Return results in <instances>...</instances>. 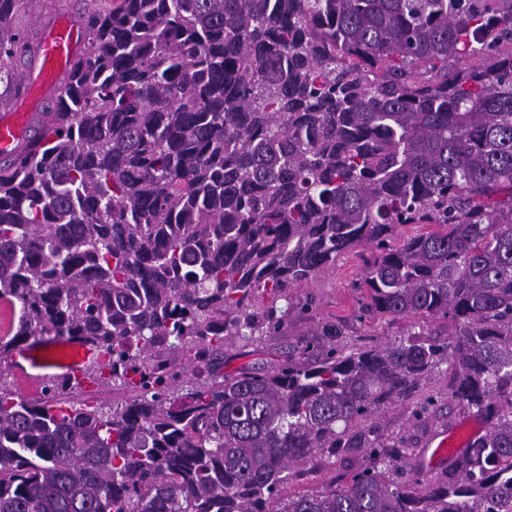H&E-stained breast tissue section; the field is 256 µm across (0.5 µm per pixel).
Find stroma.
<instances>
[{
	"label": "stroma",
	"instance_id": "35a3bbf8",
	"mask_svg": "<svg viewBox=\"0 0 512 512\" xmlns=\"http://www.w3.org/2000/svg\"><path fill=\"white\" fill-rule=\"evenodd\" d=\"M90 0H37L29 15L23 16L21 25L27 31L30 41H37L39 29L60 12L80 17L85 13ZM363 274V262L358 252L344 254L337 258L335 267L322 273L309 285L299 288L298 296H311L315 308L311 311H295L288 318L280 337L258 346L236 349L234 355L225 360L223 371L230 374L247 367H271L283 361L289 345L307 339L317 327L333 324L340 334L335 343L345 350L362 346L381 344L403 335L407 322H391L368 315L363 305L365 300L356 285ZM448 391V368L440 366L422 382L418 398L434 397L440 410L416 420L411 416L412 403L395 405L382 412L380 421L387 431L403 435L407 441L408 457L403 461L404 469L421 467L430 449L431 438L441 431L462 427L474 419L472 411L460 407H449L446 400Z\"/></svg>",
	"mask_w": 512,
	"mask_h": 512
}]
</instances>
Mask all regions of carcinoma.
Wrapping results in <instances>:
<instances>
[{
    "mask_svg": "<svg viewBox=\"0 0 512 512\" xmlns=\"http://www.w3.org/2000/svg\"><path fill=\"white\" fill-rule=\"evenodd\" d=\"M33 2L0 0V101ZM81 24L54 107L0 162V359L82 336L109 355L93 381L128 396L67 379L28 400L0 372V512H512V0H110ZM407 224L432 230L395 243ZM363 245L356 287L403 337L217 372ZM443 363L488 427L403 481L375 416ZM346 466V463L336 461V464L319 465L315 470L303 475L293 474L288 483V491L302 492L319 489L335 476L336 479L339 478Z\"/></svg>",
    "mask_w": 512,
    "mask_h": 512,
    "instance_id": "1",
    "label": "carcinoma"
}]
</instances>
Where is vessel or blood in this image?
Wrapping results in <instances>:
<instances>
[{
	"mask_svg": "<svg viewBox=\"0 0 512 512\" xmlns=\"http://www.w3.org/2000/svg\"><path fill=\"white\" fill-rule=\"evenodd\" d=\"M86 34L80 23L66 14L56 15L43 25L36 57V76L16 92L15 106L0 111V159L9 160L32 137V114L19 108L18 103L29 100L35 103L54 94L60 81L74 61L81 55ZM70 356L57 361L50 357V340H38L13 350L8 358L12 373L21 377L31 387L38 388L46 383L51 371L61 375L82 378L86 365L98 358L96 347L79 336L66 337ZM434 453L440 460L460 454L465 443L459 438L439 433L434 438Z\"/></svg>",
	"mask_w": 512,
	"mask_h": 512,
	"instance_id": "vessel-or-blood-1",
	"label": "vessel or blood"
}]
</instances>
